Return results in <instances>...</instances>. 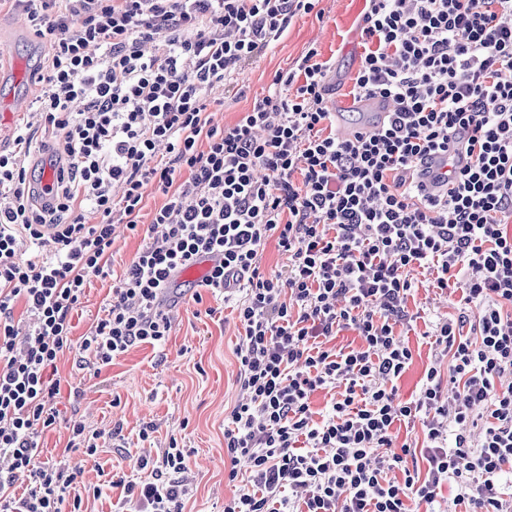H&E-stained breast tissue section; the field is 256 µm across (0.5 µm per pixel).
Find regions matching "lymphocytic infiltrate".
I'll use <instances>...</instances> for the list:
<instances>
[{
  "label": "lymphocytic infiltrate",
  "mask_w": 512,
  "mask_h": 512,
  "mask_svg": "<svg viewBox=\"0 0 512 512\" xmlns=\"http://www.w3.org/2000/svg\"><path fill=\"white\" fill-rule=\"evenodd\" d=\"M10 3L45 40L48 65L29 122L0 151V512H82L81 471L38 462L62 398L52 372L87 281L109 273L116 225L137 229L150 189L166 201L81 347L105 367L164 345L166 291L198 256L220 255L194 299L233 302L242 327L247 397L224 447L229 480L244 469L250 484L224 512H442L445 485L458 512H512V0H367L353 94L394 110L348 139L327 131L330 65L314 48L235 124L207 115L211 90L319 0ZM36 145L55 157L45 195ZM437 153L444 198L415 175ZM87 206L98 223L83 222ZM271 240L286 273L260 266ZM419 269L464 307L431 326L448 368L432 363L404 401L397 381L413 354L396 328L417 319L407 300ZM345 330L360 347L325 346ZM336 385L315 419L311 394ZM401 421L421 423L422 449L396 444ZM418 455L427 470L410 467ZM189 456L170 439L138 461L148 478L109 484L132 512H184ZM21 473L31 487L20 496Z\"/></svg>",
  "instance_id": "lymphocytic-infiltrate-1"
}]
</instances>
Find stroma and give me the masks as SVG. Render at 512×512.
<instances>
[{"mask_svg": "<svg viewBox=\"0 0 512 512\" xmlns=\"http://www.w3.org/2000/svg\"><path fill=\"white\" fill-rule=\"evenodd\" d=\"M322 16L295 18L282 37L263 56L247 65L230 92L214 90L209 116L214 125L234 124L256 97L268 90L276 72L295 67L309 48H317L331 64L326 78V100L336 124L362 125L378 110L376 101L357 99L352 90L363 52L361 30L365 0H321ZM19 14L0 10V101L9 97L36 98L38 78L47 61V46L31 28H20ZM143 244L142 235L118 228L109 258L107 277H94L85 287L81 304L73 312L72 338L76 344L89 335L112 300L127 265ZM193 287H182L178 308L171 313V333L163 346L144 344L99 369L90 352L78 349L58 362L63 389L77 392L74 404H60L62 423L40 439V459L67 460L82 468L85 486H98L100 497L86 498L85 512H116L120 490L107 487L115 473L130 472L137 460L155 457L170 438L190 448L187 474L190 495L186 512H224L225 502L240 490L229 481V460L224 447V419L242 398L236 347L240 326L232 304L204 294L192 298ZM419 319L402 339L413 351V363L399 381L401 398H409L435 352L424 333L432 322L457 317L459 295L445 296L420 286L408 300ZM78 415L87 428L99 432V452L86 459L67 452L70 433L66 418ZM153 426L149 440L139 433Z\"/></svg>", "mask_w": 512, "mask_h": 512, "instance_id": "stroma-1", "label": "stroma"}]
</instances>
